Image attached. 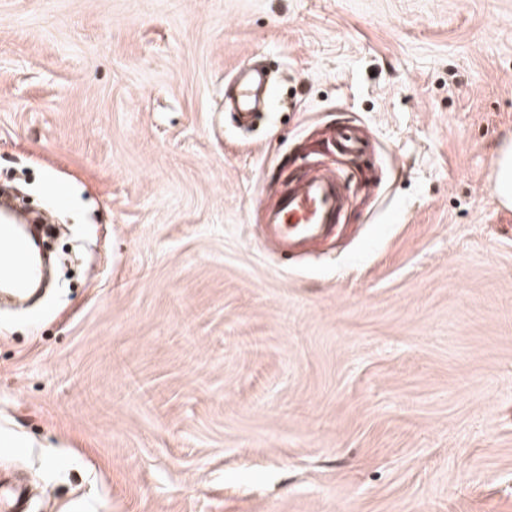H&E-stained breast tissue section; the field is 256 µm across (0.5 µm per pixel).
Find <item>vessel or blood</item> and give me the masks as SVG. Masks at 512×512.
<instances>
[{
    "instance_id": "vessel-or-blood-1",
    "label": "vessel or blood",
    "mask_w": 512,
    "mask_h": 512,
    "mask_svg": "<svg viewBox=\"0 0 512 512\" xmlns=\"http://www.w3.org/2000/svg\"><path fill=\"white\" fill-rule=\"evenodd\" d=\"M234 102L242 116L268 106L272 92L265 76L255 69H240L235 78ZM345 185L330 169L303 175L270 213L263 236L289 250L304 248L335 232L344 205ZM24 238L17 235L11 220L0 221V282L15 293H26L37 279Z\"/></svg>"
}]
</instances>
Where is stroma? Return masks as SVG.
Masks as SVG:
<instances>
[{"mask_svg": "<svg viewBox=\"0 0 512 512\" xmlns=\"http://www.w3.org/2000/svg\"><path fill=\"white\" fill-rule=\"evenodd\" d=\"M510 142L512 0H0V171L92 245L0 314V475L41 512H512ZM311 167L341 230L272 252ZM234 102L243 117H248L260 106H268L272 92L265 76L256 69H240L235 78Z\"/></svg>", "mask_w": 512, "mask_h": 512, "instance_id": "35a3bbf8", "label": "stroma"}]
</instances>
